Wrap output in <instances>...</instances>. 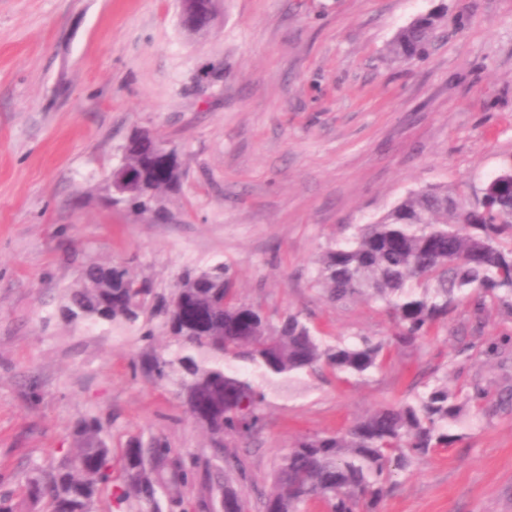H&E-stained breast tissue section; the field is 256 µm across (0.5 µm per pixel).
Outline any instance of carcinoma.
<instances>
[{
    "instance_id": "carcinoma-1",
    "label": "carcinoma",
    "mask_w": 512,
    "mask_h": 512,
    "mask_svg": "<svg viewBox=\"0 0 512 512\" xmlns=\"http://www.w3.org/2000/svg\"><path fill=\"white\" fill-rule=\"evenodd\" d=\"M439 16L425 15L402 29L390 51L399 59L424 55ZM328 245L315 261L313 285L336 303L365 297L393 327L392 342L361 336L355 342L326 344L299 313L272 321L264 310L240 301L228 263L187 271L169 297L154 292L121 263H90L80 275L105 288H72L68 312L91 322L142 323V340H154L151 321L163 317L176 343L140 363L156 381L177 387L186 415L204 429L228 471L246 473L245 461L224 453L226 437L248 440L263 427L268 392L281 380L329 369L347 380L385 366L391 345L409 346L448 325L464 302L477 324L491 307L512 313V187L467 206L446 186L410 192L369 224ZM484 393L424 385L410 401L384 405L344 432L300 440L281 457L273 492L261 512H308L315 501L328 512H378L389 484L399 473L458 436L451 432ZM97 419L77 431L78 448L49 472L32 471L27 487L48 499L52 512H95L112 486V449L98 440ZM160 440L143 446L130 440L121 449V501L134 499L138 512H158L157 489L169 491V512H187L180 488L194 470L171 458ZM224 512H249L247 494L224 486Z\"/></svg>"
}]
</instances>
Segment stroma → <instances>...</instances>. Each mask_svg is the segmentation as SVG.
<instances>
[{
    "label": "stroma",
    "mask_w": 512,
    "mask_h": 512,
    "mask_svg": "<svg viewBox=\"0 0 512 512\" xmlns=\"http://www.w3.org/2000/svg\"><path fill=\"white\" fill-rule=\"evenodd\" d=\"M447 15L422 60L388 45L416 18ZM175 147L184 179L156 220L112 205L108 176L129 134ZM512 163V0H219L209 33L180 24L178 0H0V499L27 495L94 417L111 448L167 441L206 465L188 512H218L237 484L173 387L135 369L167 344L135 326L72 320L80 266L121 261L169 291L186 269L229 263L242 299L299 312L326 341L388 338L370 304L330 302L312 263L349 224L409 191L442 184L475 203ZM512 315L447 327L392 347L383 370L347 382L330 370L270 394L263 431L230 442L252 503L299 440L344 429L423 382L487 389L457 442L401 473L380 512H512Z\"/></svg>",
    "instance_id": "obj_1"
}]
</instances>
